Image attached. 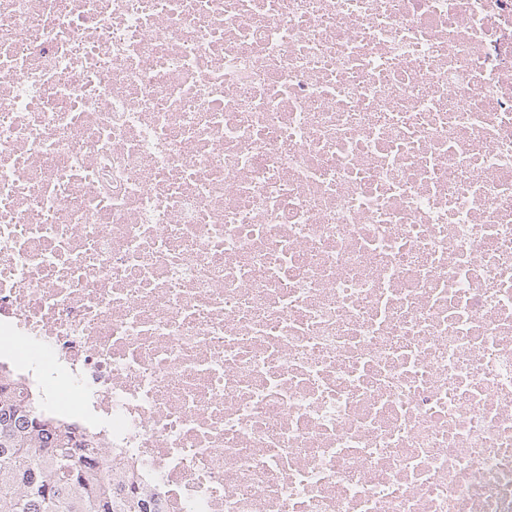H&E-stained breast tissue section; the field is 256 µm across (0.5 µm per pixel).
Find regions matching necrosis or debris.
Instances as JSON below:
<instances>
[{
  "label": "necrosis or debris",
  "instance_id": "1",
  "mask_svg": "<svg viewBox=\"0 0 512 512\" xmlns=\"http://www.w3.org/2000/svg\"><path fill=\"white\" fill-rule=\"evenodd\" d=\"M0 369L162 512H512V0H0Z\"/></svg>",
  "mask_w": 512,
  "mask_h": 512
}]
</instances>
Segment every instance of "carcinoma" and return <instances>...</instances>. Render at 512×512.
<instances>
[{"instance_id":"1","label":"carcinoma","mask_w":512,"mask_h":512,"mask_svg":"<svg viewBox=\"0 0 512 512\" xmlns=\"http://www.w3.org/2000/svg\"><path fill=\"white\" fill-rule=\"evenodd\" d=\"M20 386L0 374V512H159L150 494L116 491L96 433Z\"/></svg>"}]
</instances>
